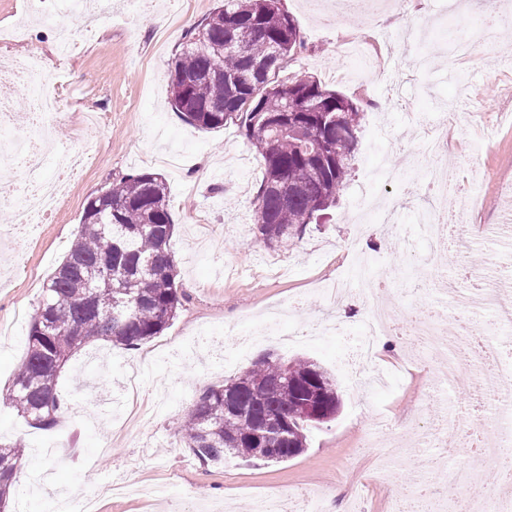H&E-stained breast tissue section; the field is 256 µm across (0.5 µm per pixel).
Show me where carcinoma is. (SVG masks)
<instances>
[{
    "label": "carcinoma",
    "instance_id": "obj_1",
    "mask_svg": "<svg viewBox=\"0 0 512 512\" xmlns=\"http://www.w3.org/2000/svg\"><path fill=\"white\" fill-rule=\"evenodd\" d=\"M281 0H224L170 70L171 102L195 126H238L263 165L254 195L255 233L283 249L336 203L355 160L367 103L313 77L281 78L305 42ZM174 224L162 175L128 174L88 201L68 254L47 280L6 406L39 429L58 423L61 370L87 343L135 347L161 335L182 307L170 240ZM336 379L308 359L272 354L191 403L180 439L202 463L252 465L302 454L317 401L303 384ZM24 448L0 442V501L14 504Z\"/></svg>",
    "mask_w": 512,
    "mask_h": 512
}]
</instances>
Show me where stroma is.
<instances>
[{"label": "stroma", "instance_id": "obj_1", "mask_svg": "<svg viewBox=\"0 0 512 512\" xmlns=\"http://www.w3.org/2000/svg\"><path fill=\"white\" fill-rule=\"evenodd\" d=\"M30 0H0V28L25 24L27 41L0 45V55L43 59V78L61 99L63 115L53 129L55 143L89 156L66 185L47 223L21 228L10 212L0 211V391H6L25 352V336L39 305L42 288L68 253L88 201L125 174H161L168 187L175 224L170 248L177 281L187 299L161 336L134 349L94 342L78 352L58 380V393L69 411L52 430L30 427L15 412L0 408V439L25 448L16 512H48L49 502L64 494L97 501L98 512H196L228 503L232 512H253L264 496H282L285 512H296V491H314L332 502L331 512H391L406 498L410 482L426 472L411 448L434 421L428 396L432 373L412 361L405 339H381L379 361L390 371L383 388L349 389L339 363L348 337L362 328L355 300L330 309L322 288L358 279L357 260L379 258L375 280L393 301L396 317L433 304L461 288L460 267L473 256L487 255L473 243L452 249L441 278L424 276L415 250L401 244L423 195H411L404 182L379 184L375 172L386 165L406 166L419 143L410 113H440L459 101L462 85L480 99L477 127L448 128V165L457 179L478 186L469 212L474 224L495 223L512 201V69L503 61L512 47L496 43L477 56L455 61L448 55L449 28L463 29L485 0H468L460 16H446L437 0H416L412 24L424 37L404 47L402 27L390 4L379 0L370 12L337 11L336 0H281L294 19L306 48L288 69L312 76L346 96L368 100L360 143L350 176L326 218L309 225L291 249L273 251L252 230V198L261 164L237 126L201 130L188 124L169 103L168 65L179 54L188 30L197 27L220 0H154L151 14L135 18L123 0H112L93 31H85L70 0H45V8L74 36L62 54L54 28L28 19ZM382 31L376 49L359 45L367 18ZM388 136L378 141L375 124ZM393 200L394 229L353 224L349 216L358 195ZM296 311H288L291 302ZM285 308L281 331L294 336L289 347L276 340L254 346L246 358L224 348V327L258 326L269 308ZM200 360L173 361L170 343ZM285 360L304 357L336 379L341 409L335 419L311 427L306 451L279 464H200L180 443V426L191 395L239 375L259 355ZM388 419L395 435L376 428ZM52 440L60 451L48 457L39 443ZM110 450L96 452L102 444ZM391 464L389 481L376 478L380 459ZM125 477L169 489L155 501L140 496L101 494L105 482Z\"/></svg>", "mask_w": 512, "mask_h": 512}]
</instances>
